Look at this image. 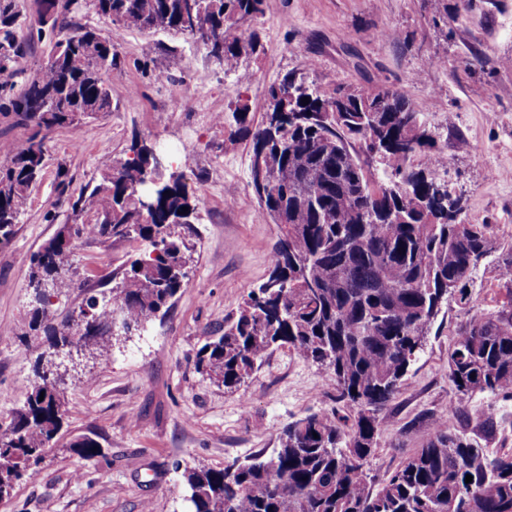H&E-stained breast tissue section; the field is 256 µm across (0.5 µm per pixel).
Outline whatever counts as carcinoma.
Instances as JSON below:
<instances>
[{
	"label": "carcinoma",
	"instance_id": "cac0c4a2",
	"mask_svg": "<svg viewBox=\"0 0 512 512\" xmlns=\"http://www.w3.org/2000/svg\"><path fill=\"white\" fill-rule=\"evenodd\" d=\"M92 2L128 28L174 31L208 52L221 48L224 74L239 79L240 59L261 46L252 24L264 0ZM20 26L15 0H0V72H15L23 53ZM45 31L54 38L51 60L12 100L31 134L0 149V241L13 234L45 167L46 134L74 125L86 110L112 108L106 83L117 65L112 40L59 11L37 35ZM298 85L290 74L272 85L257 123L248 103L235 113L237 134L250 142L252 188L279 237L268 278L248 293L224 334L200 348L197 367L234 391L270 349L286 344L329 373L334 401L346 413L332 407L289 422L266 458L254 455L220 470L185 468L190 512H512V448L491 452L479 436L441 418L430 419L426 442L374 487L367 465L380 413L423 350L443 300L470 302L472 258L491 255L496 245L491 225L453 223L448 193L434 184L448 175V156L407 98L375 83L339 86L343 100L320 92L305 105L300 97L288 101V89ZM367 99L381 110L361 111ZM370 140L384 146L373 170ZM146 173L153 175L148 209L141 193ZM72 209L87 221L62 225L33 255L28 286L49 280L57 296L78 287L77 247L88 236L114 244L139 238L149 247L97 309L100 330L88 346L104 354L113 346L107 327L114 311L141 327L166 313L186 285L198 197L180 164L137 140ZM506 298L497 311L475 313L457 329L448 378L462 397L479 392L512 400L511 286ZM39 329L56 346L78 335L79 322L70 316L55 323L43 306L21 336ZM42 371L39 360L23 405L0 421V499L39 474L62 428L63 389ZM502 423L490 409L479 416L477 431L494 437ZM96 446L88 437L70 443L82 459L99 455Z\"/></svg>",
	"mask_w": 512,
	"mask_h": 512
}]
</instances>
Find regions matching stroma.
<instances>
[{"label":"stroma","mask_w":512,"mask_h":512,"mask_svg":"<svg viewBox=\"0 0 512 512\" xmlns=\"http://www.w3.org/2000/svg\"><path fill=\"white\" fill-rule=\"evenodd\" d=\"M71 21L111 38L119 58L108 75L111 111L51 131L46 166L29 192L10 240L0 244V420L9 421L34 378L44 336L22 341L29 319L30 257L61 225L78 223L71 203L95 185L132 139L187 154V182L200 197L195 262L165 316L116 338L104 357L84 359L64 388L67 414L37 479L0 499V512H188L185 468H224L272 452L289 422L333 405L325 371L292 349L269 351L234 391L200 373L196 355L222 335L247 293L268 275L279 230L250 184V146L230 115L249 103L253 118L269 87L288 73L323 93L338 85L383 83L425 112L449 158L447 190L462 198L469 224L494 227L498 251L512 250V0H264L262 47L241 59L245 81L225 75L206 50L162 30L139 31L99 15L92 4ZM225 123H217V116ZM470 149L458 151L459 140ZM234 197H226V189ZM139 241L82 240L78 288L52 298L55 319L109 292ZM506 282L487 258L469 306L449 299L418 361L382 412L369 461L382 482L419 447L423 415L460 427L512 402L483 394L463 400L448 379V354L467 311L490 312ZM460 408L453 416L452 408ZM96 440L80 459L69 444Z\"/></svg>","instance_id":"35a3bbf8"}]
</instances>
